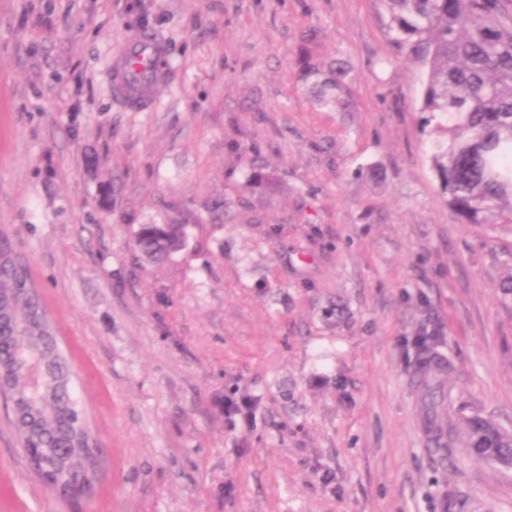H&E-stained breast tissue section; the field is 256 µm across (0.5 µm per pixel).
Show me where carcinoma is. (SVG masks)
Returning <instances> with one entry per match:
<instances>
[{
    "instance_id": "1",
    "label": "carcinoma",
    "mask_w": 512,
    "mask_h": 512,
    "mask_svg": "<svg viewBox=\"0 0 512 512\" xmlns=\"http://www.w3.org/2000/svg\"><path fill=\"white\" fill-rule=\"evenodd\" d=\"M396 42L427 66L422 89L423 127L430 137V159L441 192L465 224H512V0H382ZM348 73L338 64L323 74L312 68L310 92L323 106L348 105ZM140 252L162 260L185 246L181 224H142L136 231ZM26 266L0 239V360L20 369L32 359L44 361L40 396L13 427L29 438L40 455L29 460L34 473L63 484L80 464L95 468L87 450L92 440L86 418L69 383L67 358L51 323L37 313ZM41 344L31 347L32 337ZM425 376L430 408L445 401L434 384L432 367ZM463 442L482 460L501 465L512 460V432L478 413L458 414ZM429 440L446 457L453 455L456 428L429 422Z\"/></svg>"
}]
</instances>
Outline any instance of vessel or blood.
I'll return each mask as SVG.
<instances>
[{
  "label": "vessel or blood",
  "mask_w": 512,
  "mask_h": 512,
  "mask_svg": "<svg viewBox=\"0 0 512 512\" xmlns=\"http://www.w3.org/2000/svg\"><path fill=\"white\" fill-rule=\"evenodd\" d=\"M168 49L153 34L138 31L126 37L112 54V88L116 99L130 109L147 110L164 84Z\"/></svg>",
  "instance_id": "b4317fda"
}]
</instances>
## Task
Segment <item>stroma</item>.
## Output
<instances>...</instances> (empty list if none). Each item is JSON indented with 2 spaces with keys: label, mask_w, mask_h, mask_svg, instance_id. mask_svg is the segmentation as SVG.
<instances>
[{
  "label": "stroma",
  "mask_w": 512,
  "mask_h": 512,
  "mask_svg": "<svg viewBox=\"0 0 512 512\" xmlns=\"http://www.w3.org/2000/svg\"><path fill=\"white\" fill-rule=\"evenodd\" d=\"M138 30L170 48L146 112L112 94ZM305 62L347 66L351 111ZM425 74L381 0H0V237L98 455L63 498L0 404V512H512V470L426 444L422 336L453 366L442 422L512 430V225L439 190ZM172 223L185 249L139 258ZM135 236L140 252L155 260H162L185 246L181 224H142Z\"/></svg>",
  "instance_id": "35a3bbf8"
}]
</instances>
